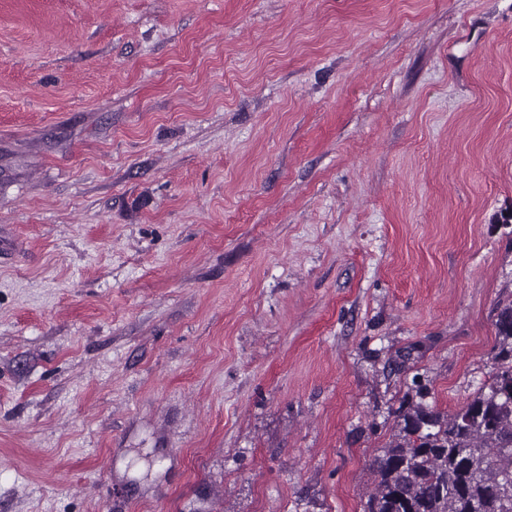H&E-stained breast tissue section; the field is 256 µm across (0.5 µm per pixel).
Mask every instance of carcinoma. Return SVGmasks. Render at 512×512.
I'll return each mask as SVG.
<instances>
[{
	"label": "carcinoma",
	"mask_w": 512,
	"mask_h": 512,
	"mask_svg": "<svg viewBox=\"0 0 512 512\" xmlns=\"http://www.w3.org/2000/svg\"><path fill=\"white\" fill-rule=\"evenodd\" d=\"M490 382L444 414L402 405L363 512H512V301L497 307Z\"/></svg>",
	"instance_id": "1"
}]
</instances>
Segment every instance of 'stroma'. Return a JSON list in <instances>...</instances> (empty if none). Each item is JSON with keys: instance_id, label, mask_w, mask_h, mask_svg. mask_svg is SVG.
Returning <instances> with one entry per match:
<instances>
[{"instance_id": "stroma-1", "label": "stroma", "mask_w": 512, "mask_h": 512, "mask_svg": "<svg viewBox=\"0 0 512 512\" xmlns=\"http://www.w3.org/2000/svg\"><path fill=\"white\" fill-rule=\"evenodd\" d=\"M512 300V0H0V512H363Z\"/></svg>"}]
</instances>
